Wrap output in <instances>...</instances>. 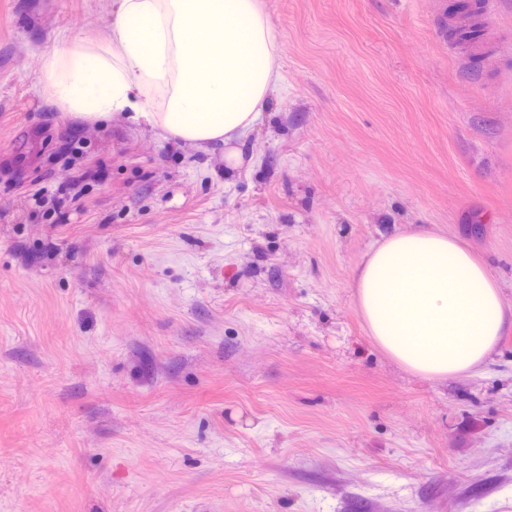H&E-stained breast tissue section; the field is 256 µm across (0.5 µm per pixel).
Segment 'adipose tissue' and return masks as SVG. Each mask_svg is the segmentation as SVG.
Here are the masks:
<instances>
[{"instance_id":"1","label":"adipose tissue","mask_w":512,"mask_h":512,"mask_svg":"<svg viewBox=\"0 0 512 512\" xmlns=\"http://www.w3.org/2000/svg\"><path fill=\"white\" fill-rule=\"evenodd\" d=\"M112 11L111 43L42 52L37 84L52 104L88 124L123 117L176 142L220 144L228 165H241L278 76L279 37L261 0H113ZM353 286L375 344L430 378L474 373L512 329L489 266L431 229L373 246Z\"/></svg>"}]
</instances>
